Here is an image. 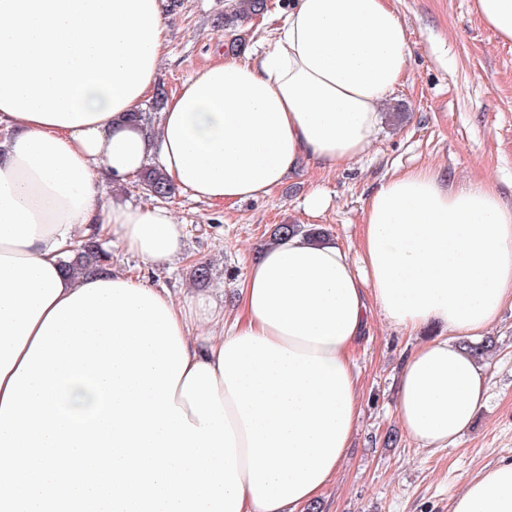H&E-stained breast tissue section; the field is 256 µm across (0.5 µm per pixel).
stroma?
Here are the masks:
<instances>
[{
    "label": "stroma",
    "instance_id": "1",
    "mask_svg": "<svg viewBox=\"0 0 512 512\" xmlns=\"http://www.w3.org/2000/svg\"><path fill=\"white\" fill-rule=\"evenodd\" d=\"M232 0H163L168 42L157 86L174 91L208 64L236 54H258L278 36L282 16L294 0H267L261 18L235 31L224 28ZM407 32L411 57L390 105L406 106L402 121L382 114L380 131L362 158L330 170L299 163L269 196L234 205L209 204L176 190L163 200L185 227L182 255L144 270L132 255L113 251L115 269L145 275L159 289L183 297L206 296L225 313L235 311L237 286L272 241L278 224L324 231L328 241L360 250L365 200L384 179L430 167L455 184L492 182L512 200V43L499 41L471 9L472 0H392ZM239 47H232V40ZM329 199L321 214L306 211L313 190ZM210 268L196 281L197 264ZM356 351L363 408L352 452L325 488L314 512H451L467 478L512 457V306H505L490 331L497 351L484 366L487 401L454 444L422 449L395 416L394 378L401 355L433 327L408 335L379 312Z\"/></svg>",
    "mask_w": 512,
    "mask_h": 512
}]
</instances>
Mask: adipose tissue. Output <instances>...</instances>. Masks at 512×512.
Wrapping results in <instances>:
<instances>
[{
	"mask_svg": "<svg viewBox=\"0 0 512 512\" xmlns=\"http://www.w3.org/2000/svg\"><path fill=\"white\" fill-rule=\"evenodd\" d=\"M166 34L161 0H0V512H302L350 453L374 307L442 329L397 368L409 439L447 447L485 401L459 343L512 302V205L486 183L386 178L359 260L283 237L231 317L120 270L64 274L91 235L148 268L181 254L171 211L105 200L152 155L210 203L265 197L302 159L362 156L410 58L390 0H296L268 50L187 79L148 135L122 119ZM451 512H512V457Z\"/></svg>",
	"mask_w": 512,
	"mask_h": 512,
	"instance_id": "adipose-tissue-1",
	"label": "adipose tissue"
}]
</instances>
